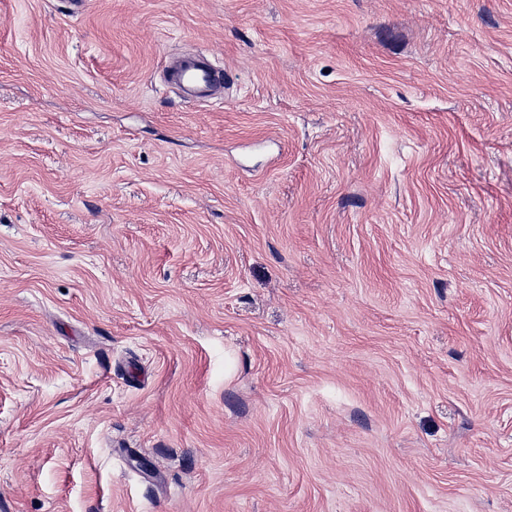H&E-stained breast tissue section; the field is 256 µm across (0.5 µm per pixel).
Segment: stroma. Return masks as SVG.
<instances>
[{
	"label": "stroma",
	"mask_w": 512,
	"mask_h": 512,
	"mask_svg": "<svg viewBox=\"0 0 512 512\" xmlns=\"http://www.w3.org/2000/svg\"><path fill=\"white\" fill-rule=\"evenodd\" d=\"M85 3L0 0V512H512V0ZM164 82L174 88H188L192 101H207L224 85V70L208 64L202 54L173 58L164 72Z\"/></svg>",
	"instance_id": "1"
}]
</instances>
